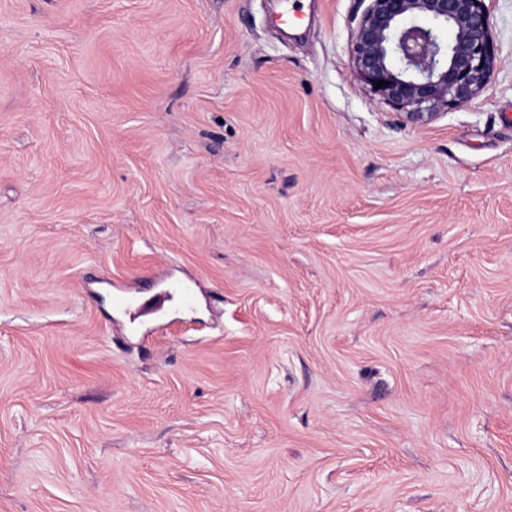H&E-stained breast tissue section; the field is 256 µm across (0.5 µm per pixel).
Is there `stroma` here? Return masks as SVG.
<instances>
[{
  "label": "stroma",
  "instance_id": "stroma-1",
  "mask_svg": "<svg viewBox=\"0 0 512 512\" xmlns=\"http://www.w3.org/2000/svg\"><path fill=\"white\" fill-rule=\"evenodd\" d=\"M297 2L0 0V512H512V0L424 124Z\"/></svg>",
  "mask_w": 512,
  "mask_h": 512
}]
</instances>
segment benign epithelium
<instances>
[{
  "label": "benign epithelium",
  "instance_id": "7a95c632",
  "mask_svg": "<svg viewBox=\"0 0 512 512\" xmlns=\"http://www.w3.org/2000/svg\"><path fill=\"white\" fill-rule=\"evenodd\" d=\"M352 63L366 89L411 123L465 107L487 87L496 63L485 0H368ZM380 81L386 85L378 88Z\"/></svg>",
  "mask_w": 512,
  "mask_h": 512
}]
</instances>
